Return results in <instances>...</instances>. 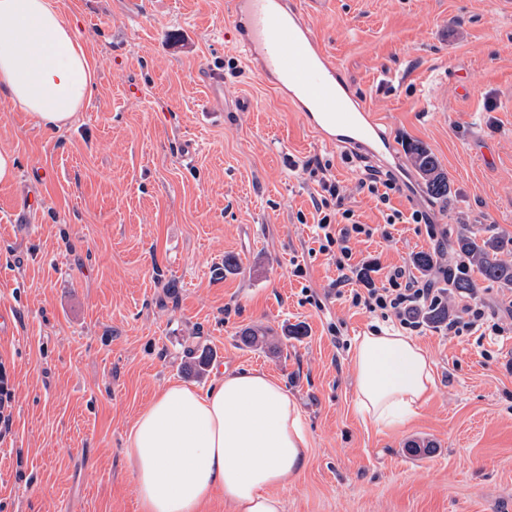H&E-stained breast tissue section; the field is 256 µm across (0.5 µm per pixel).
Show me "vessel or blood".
<instances>
[{
	"label": "vessel or blood",
	"mask_w": 512,
	"mask_h": 512,
	"mask_svg": "<svg viewBox=\"0 0 512 512\" xmlns=\"http://www.w3.org/2000/svg\"><path fill=\"white\" fill-rule=\"evenodd\" d=\"M231 26L249 65L320 139L375 158L392 153L390 139L356 104L351 82L293 0H233Z\"/></svg>",
	"instance_id": "obj_1"
}]
</instances>
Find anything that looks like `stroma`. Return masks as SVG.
Wrapping results in <instances>:
<instances>
[{"label":"stroma","instance_id":"stroma-1","mask_svg":"<svg viewBox=\"0 0 512 512\" xmlns=\"http://www.w3.org/2000/svg\"><path fill=\"white\" fill-rule=\"evenodd\" d=\"M57 3L96 80L53 133L0 96V149L18 160L0 184V372L14 390L0 512H141L125 454L138 414L222 370L266 372L302 410L310 448L278 490L284 512H512V338L425 327L436 391L403 425L363 422L350 350L372 319L337 298L336 265L313 249L321 188L304 171L326 165L363 224L429 212L436 239L403 222L393 241L353 242L385 270L467 227L512 235V0H300L397 147L422 143L448 174L443 200L395 165L386 207L242 59L225 35L232 0ZM249 328L279 351L243 346ZM192 351L210 357L203 377Z\"/></svg>","mask_w":512,"mask_h":512}]
</instances>
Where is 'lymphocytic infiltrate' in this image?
I'll use <instances>...</instances> for the list:
<instances>
[{"instance_id":"1","label":"lymphocytic infiltrate","mask_w":512,"mask_h":512,"mask_svg":"<svg viewBox=\"0 0 512 512\" xmlns=\"http://www.w3.org/2000/svg\"><path fill=\"white\" fill-rule=\"evenodd\" d=\"M320 187L322 194L313 203L318 250L334 257L338 271L336 283L343 286L344 299L353 307L365 309L378 322L400 327L409 334L421 333V311L447 305V289L437 287L434 279L416 277L406 264L384 273V282H376V273H382L380 265L370 260L358 262L353 257V240L376 235L392 240V226L406 217L396 211L387 215L382 225L359 223L353 210L346 208L338 181L324 177ZM508 329L511 328L475 296L464 302L445 325L446 332L454 337L477 333L484 337L502 336Z\"/></svg>"}]
</instances>
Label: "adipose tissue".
Wrapping results in <instances>:
<instances>
[{
	"instance_id": "1",
	"label": "adipose tissue",
	"mask_w": 512,
	"mask_h": 512,
	"mask_svg": "<svg viewBox=\"0 0 512 512\" xmlns=\"http://www.w3.org/2000/svg\"><path fill=\"white\" fill-rule=\"evenodd\" d=\"M95 85L92 57L55 0H0V94L45 131L68 125ZM356 413L391 428L436 388L432 361L402 330L355 337ZM309 439L295 398L255 370L220 373L199 392L173 383L134 422L126 455L142 512H201L222 491L235 512H283L278 493Z\"/></svg>"
}]
</instances>
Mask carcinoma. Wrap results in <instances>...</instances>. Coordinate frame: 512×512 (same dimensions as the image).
I'll return each instance as SVG.
<instances>
[{
	"label": "carcinoma",
	"instance_id": "1",
	"mask_svg": "<svg viewBox=\"0 0 512 512\" xmlns=\"http://www.w3.org/2000/svg\"><path fill=\"white\" fill-rule=\"evenodd\" d=\"M411 163L425 180L427 190L437 198L450 193L448 175L442 171L435 156L424 146L411 144L407 148ZM452 253L464 258L466 263L456 266L448 261L446 285L451 295L466 296L477 291L482 280L501 288H512V237L505 234L484 235L479 230L465 228L450 245ZM416 269L430 274L437 266V256L421 252L414 257ZM241 342L248 347H276L269 333L261 328L242 332Z\"/></svg>",
	"mask_w": 512,
	"mask_h": 512
}]
</instances>
